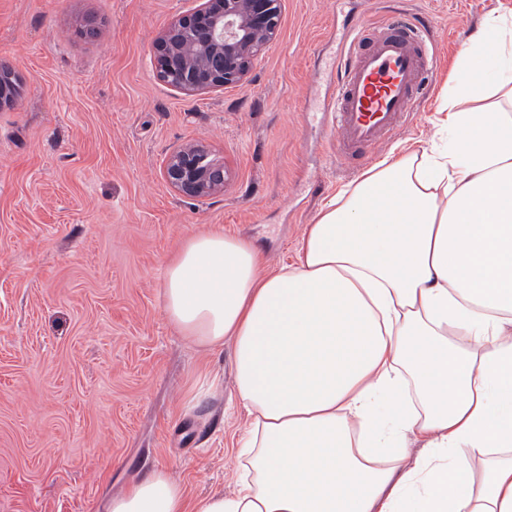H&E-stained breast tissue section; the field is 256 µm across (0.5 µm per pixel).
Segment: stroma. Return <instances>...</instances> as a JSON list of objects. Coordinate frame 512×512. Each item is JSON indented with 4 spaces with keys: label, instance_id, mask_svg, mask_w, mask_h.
Returning <instances> with one entry per match:
<instances>
[{
    "label": "stroma",
    "instance_id": "stroma-1",
    "mask_svg": "<svg viewBox=\"0 0 512 512\" xmlns=\"http://www.w3.org/2000/svg\"><path fill=\"white\" fill-rule=\"evenodd\" d=\"M201 0H0V66L21 80L0 110V512H104L165 472L189 497L231 493L246 422L232 351L206 352L165 315L166 265L221 230L293 263L307 224L362 174L337 159L324 61L352 27L400 13L437 62L410 126L374 163L426 147L459 52L512 0H283L279 33L242 84L186 95L159 81L155 39ZM103 31L79 37L87 18ZM208 145L232 178L179 195L168 155Z\"/></svg>",
    "mask_w": 512,
    "mask_h": 512
}]
</instances>
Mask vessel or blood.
Returning a JSON list of instances; mask_svg holds the SVG:
<instances>
[{"instance_id": "obj_1", "label": "vessel or blood", "mask_w": 512, "mask_h": 512, "mask_svg": "<svg viewBox=\"0 0 512 512\" xmlns=\"http://www.w3.org/2000/svg\"><path fill=\"white\" fill-rule=\"evenodd\" d=\"M433 58L426 29L402 16L388 17L377 35L364 28L356 31L331 63L336 73L331 130L337 158L372 155L409 124Z\"/></svg>"}]
</instances>
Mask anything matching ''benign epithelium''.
Returning a JSON list of instances; mask_svg holds the SVG:
<instances>
[{"mask_svg":"<svg viewBox=\"0 0 512 512\" xmlns=\"http://www.w3.org/2000/svg\"><path fill=\"white\" fill-rule=\"evenodd\" d=\"M282 0H204L195 12L172 21L154 41L157 76L173 79L193 94L237 85L278 31ZM17 83L0 82V109L14 105ZM166 182L184 196L202 198L224 191L229 172L200 143L167 158Z\"/></svg>","mask_w":512,"mask_h":512,"instance_id":"7a95c632","label":"benign epithelium"}]
</instances>
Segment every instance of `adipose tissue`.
Here are the masks:
<instances>
[{"mask_svg": "<svg viewBox=\"0 0 512 512\" xmlns=\"http://www.w3.org/2000/svg\"><path fill=\"white\" fill-rule=\"evenodd\" d=\"M512 17L462 49L444 145L382 162L322 207L295 265L189 237L170 325L232 344L248 415L235 488L162 473L107 512H512ZM419 442L412 452L411 442Z\"/></svg>", "mask_w": 512, "mask_h": 512, "instance_id": "ef3b65f1", "label": "adipose tissue"}]
</instances>
